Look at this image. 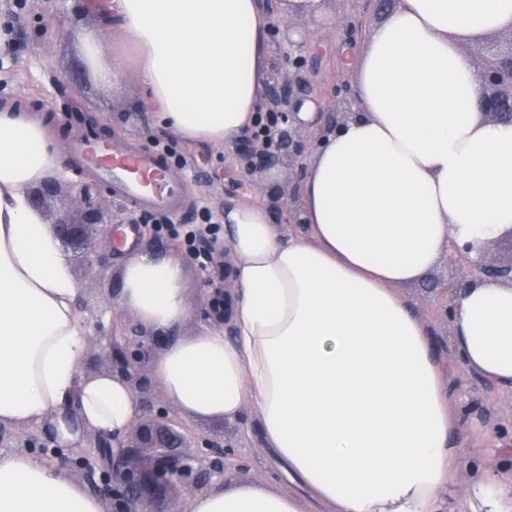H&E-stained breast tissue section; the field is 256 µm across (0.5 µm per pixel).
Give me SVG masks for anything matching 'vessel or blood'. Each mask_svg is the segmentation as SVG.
<instances>
[{"instance_id": "b4317fda", "label": "vessel or blood", "mask_w": 512, "mask_h": 512, "mask_svg": "<svg viewBox=\"0 0 512 512\" xmlns=\"http://www.w3.org/2000/svg\"><path fill=\"white\" fill-rule=\"evenodd\" d=\"M80 163L109 182L130 205L177 213L187 193L166 171L164 158L152 150L126 148L111 139L88 138L72 144Z\"/></svg>"}]
</instances>
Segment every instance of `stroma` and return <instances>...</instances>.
I'll return each mask as SVG.
<instances>
[{
    "mask_svg": "<svg viewBox=\"0 0 512 512\" xmlns=\"http://www.w3.org/2000/svg\"><path fill=\"white\" fill-rule=\"evenodd\" d=\"M1 18L6 20L13 37L8 51L0 52V110L16 101H35L59 114L90 112L100 123L110 125L113 140L126 147L148 149L160 143L171 148L175 153L172 178L186 186L188 203L183 212L168 216V223L184 224L186 217L205 208L218 216L225 207L247 203L258 194L269 198L281 232H304V225L288 223L287 218L301 214L302 169L308 166V158H301L299 165L292 168L277 162L251 170L244 157L249 134H242L230 147L190 145L175 133L154 126L151 107L133 71H126L117 90L106 87L98 68L92 66L80 79L70 80L71 71L83 60L72 33L96 26L95 15L84 0H0ZM43 19L50 23L51 34L40 30ZM380 19L371 0H325L323 15H290L291 25L306 37L300 53L305 59L304 74L310 89L304 97L321 104L318 119L299 129L305 142H316L326 124H341L348 113L357 111L353 77L345 66V57L364 50L369 31ZM72 139V134L59 128L50 134L60 162L55 174L60 191L49 203L48 222L77 220L87 196L101 207L107 221L115 225L126 222L132 210L113 195L108 184L75 171L68 150ZM136 247L181 257L184 286L194 304L205 299L208 283L223 281L216 266L200 271L184 243L170 240L167 234L156 237L151 228H144ZM69 255L78 288V312L88 331L99 328L108 334L130 330L128 315L112 299L125 252L114 249L109 233L95 232L87 248L70 250ZM456 277L451 259L446 256L420 279L397 288L427 326L452 376L459 375L461 369L450 340L451 327L437 311L434 287ZM253 421L247 410L239 420L188 418L184 424L193 433L234 447L243 465L226 473L225 484L258 479L274 490H300V483L289 478L285 463L265 446ZM501 429L512 434V389L470 376L461 409L458 448L466 456L475 449H487L491 464H505L506 458L500 453L502 442L497 436Z\"/></svg>",
    "mask_w": 512,
    "mask_h": 512,
    "instance_id": "35a3bbf8",
    "label": "stroma"
}]
</instances>
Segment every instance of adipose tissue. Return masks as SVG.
Here are the masks:
<instances>
[{"mask_svg": "<svg viewBox=\"0 0 512 512\" xmlns=\"http://www.w3.org/2000/svg\"><path fill=\"white\" fill-rule=\"evenodd\" d=\"M99 27L74 39L91 61L121 32L120 86L134 70L157 123L188 143L231 145L255 123L268 70L267 0H101ZM512 29V0H400L354 62L359 113L314 153L303 183L306 233L280 234L267 199L224 210L236 285L232 336L201 325L169 341L152 375L195 420L252 405L266 444L328 512H512V472L463 457L460 387L396 291L450 244L480 252L512 234V123L484 118L462 46ZM59 161L40 116L0 112V426L47 429L73 448L124 434L130 385L79 369L89 337L68 255L31 191ZM184 267L138 251L118 304L147 332L190 321ZM452 341L464 373L512 385V284L454 293ZM75 412H68V405ZM472 478L459 490L461 470ZM55 467L0 453V512H107ZM189 512H305L292 492L248 482L195 495Z\"/></svg>", "mask_w": 512, "mask_h": 512, "instance_id": "1", "label": "adipose tissue"}]
</instances>
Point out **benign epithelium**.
Masks as SVG:
<instances>
[{
  "label": "benign epithelium",
  "instance_id": "7a95c632",
  "mask_svg": "<svg viewBox=\"0 0 512 512\" xmlns=\"http://www.w3.org/2000/svg\"><path fill=\"white\" fill-rule=\"evenodd\" d=\"M273 69L284 72L283 83L271 90L268 120L273 125L269 139L256 141L248 160L256 159L270 165L286 157L293 162L300 155L297 129L294 126L295 107L299 102L296 90L306 85L302 61L288 51L273 61ZM480 109L495 122L512 123V40L507 49L491 50L482 54L480 72ZM80 223L54 225L56 236L75 248L87 245L88 229L109 226L104 215L90 200ZM453 254L464 275L457 280L458 287L466 288L476 280L494 279L512 282V261L506 265H490L483 256H471L469 246L452 245ZM226 289L215 288L208 301V312L224 319ZM162 336H151L133 330L129 336L100 335L95 338L97 357L106 362V371L124 378L142 399L148 379L144 364L153 347L163 343ZM176 422L163 408H157L149 423L137 422L130 434L123 438L95 434L92 454L71 457L73 470L82 474L93 494H104L109 499L108 512H160L157 504L171 492L194 494L212 483H224L225 469L237 465L232 448L206 452L196 448L187 452L199 439L184 429H175Z\"/></svg>",
  "mask_w": 512,
  "mask_h": 512
}]
</instances>
